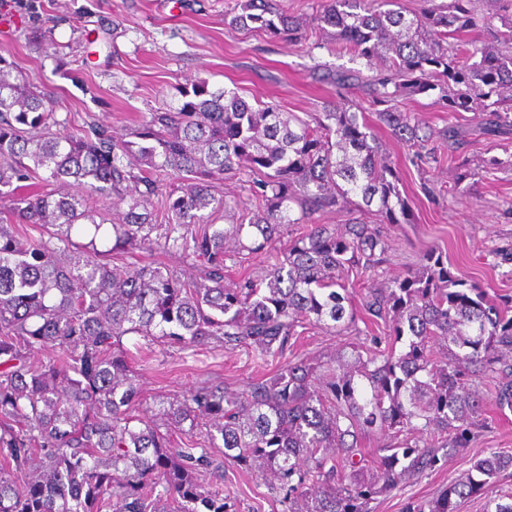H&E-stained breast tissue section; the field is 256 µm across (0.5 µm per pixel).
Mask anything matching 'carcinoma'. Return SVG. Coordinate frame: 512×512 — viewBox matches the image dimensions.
I'll return each mask as SVG.
<instances>
[{"label": "carcinoma", "mask_w": 512, "mask_h": 512, "mask_svg": "<svg viewBox=\"0 0 512 512\" xmlns=\"http://www.w3.org/2000/svg\"><path fill=\"white\" fill-rule=\"evenodd\" d=\"M477 2L406 13L398 0H323L303 21L274 0H245L231 25L290 40L333 29L339 51L372 71L339 72L336 85L365 92L422 162L438 147L397 105L436 88L482 134L512 135V0H497L495 15ZM479 30L490 42L466 49L462 36ZM180 96L126 138L95 122L70 130L0 57V512H226L224 494L197 480L224 482L210 448L273 480L288 512H372L378 496L435 469L440 451L470 447L488 400L512 411V298L491 301L433 249L378 282L387 237L360 218L340 231L322 223L351 208L388 224L406 214L363 113L336 104L304 119L202 77ZM226 175L246 176L257 210L235 215L237 201L217 193ZM33 178L44 190L21 192ZM93 195L124 205L118 219ZM27 227L38 237L24 238ZM136 249L176 254L195 274L110 264ZM259 254L261 274L224 284L226 261ZM311 329L343 337L320 370L298 359L241 392L207 383L135 414L126 336L278 358ZM34 350L58 355L33 367ZM173 428L204 431L208 447H175ZM376 430L394 443L370 460L361 439ZM511 468L512 450L494 448L406 512H459L471 497L483 512H512V491L497 488Z\"/></svg>", "instance_id": "cac0c4a2"}]
</instances>
